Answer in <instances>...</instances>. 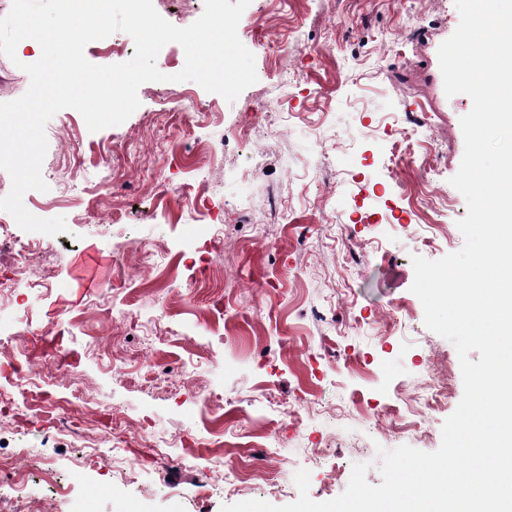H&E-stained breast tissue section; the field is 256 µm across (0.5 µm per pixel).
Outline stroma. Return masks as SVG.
<instances>
[{
  "mask_svg": "<svg viewBox=\"0 0 512 512\" xmlns=\"http://www.w3.org/2000/svg\"><path fill=\"white\" fill-rule=\"evenodd\" d=\"M258 80L235 102L176 83L197 111L156 134L166 96L138 89L121 125L89 132L69 109L47 123L42 175L25 208L64 217L43 285L10 276L0 356L53 373L68 353L69 397L87 435L0 397V460L30 449L17 490L0 472V512H220L295 501L297 470L322 502L354 464L377 485V448L433 452L463 395L454 345L429 330L412 293L413 257L458 251L467 213L450 179L461 164L467 95L447 96L438 49L454 0H251L239 25ZM125 32L89 43L96 65L128 61ZM0 54V102L30 78ZM437 115L398 174L387 158L403 116ZM252 128L248 142L237 126ZM260 154L259 165L249 162ZM115 189L88 197L77 166ZM308 228L295 242L291 228ZM25 336H18L16 328ZM45 334V350L31 336ZM448 398L425 405L437 383ZM52 466L51 475L38 462ZM273 480H266V473Z\"/></svg>",
  "mask_w": 512,
  "mask_h": 512,
  "instance_id": "stroma-1",
  "label": "stroma"
}]
</instances>
